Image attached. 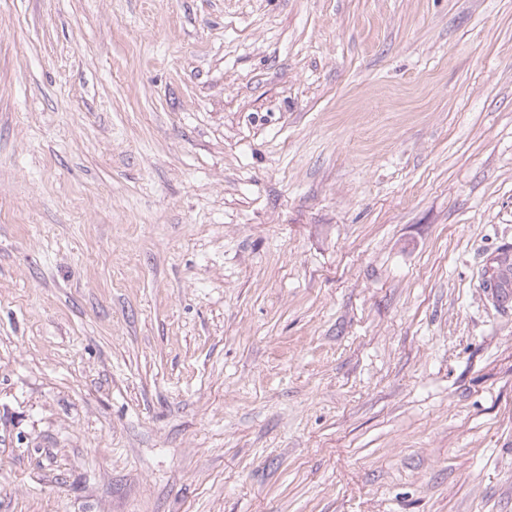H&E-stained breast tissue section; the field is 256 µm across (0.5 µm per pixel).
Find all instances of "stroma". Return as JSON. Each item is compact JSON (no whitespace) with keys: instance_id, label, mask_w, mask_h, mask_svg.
Instances as JSON below:
<instances>
[{"instance_id":"1","label":"stroma","mask_w":512,"mask_h":512,"mask_svg":"<svg viewBox=\"0 0 512 512\" xmlns=\"http://www.w3.org/2000/svg\"><path fill=\"white\" fill-rule=\"evenodd\" d=\"M512 0H0V512H512ZM485 291L493 296L498 303L509 307L512 304V274L508 272L501 278H494L487 282Z\"/></svg>"}]
</instances>
